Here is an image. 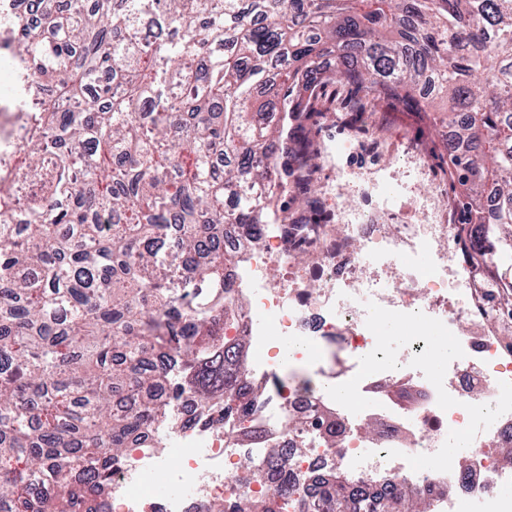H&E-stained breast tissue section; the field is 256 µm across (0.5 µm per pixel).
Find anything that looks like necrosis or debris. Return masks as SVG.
<instances>
[{"instance_id":"4bbe7bcc","label":"necrosis or debris","mask_w":512,"mask_h":512,"mask_svg":"<svg viewBox=\"0 0 512 512\" xmlns=\"http://www.w3.org/2000/svg\"><path fill=\"white\" fill-rule=\"evenodd\" d=\"M328 223L299 217L258 238L230 229L224 248L234 310L229 340L246 344L251 403L214 423L191 398L165 409L112 477L102 512H203L270 497L271 449L299 487L288 512L312 503L318 481L344 473L378 502L417 487L435 512H512V345L506 317L477 288L464 246L421 157L387 176L371 164L336 177ZM402 328L385 351L379 325ZM310 364L311 381L283 383L277 354ZM401 399H393L392 391ZM336 427L328 446L327 425ZM470 446L456 467L448 449ZM251 471H234V457ZM175 483L184 494L159 500Z\"/></svg>"}]
</instances>
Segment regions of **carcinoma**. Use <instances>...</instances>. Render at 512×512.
<instances>
[{
	"instance_id": "1",
	"label": "carcinoma",
	"mask_w": 512,
	"mask_h": 512,
	"mask_svg": "<svg viewBox=\"0 0 512 512\" xmlns=\"http://www.w3.org/2000/svg\"><path fill=\"white\" fill-rule=\"evenodd\" d=\"M0 16V512L94 503L180 395L246 411L244 347L185 288H228L230 224H291L312 96L433 112L479 282L512 312V0H38ZM42 77L33 98L29 77ZM178 224L177 234L170 225ZM336 476L321 512H348ZM232 512H276L245 499ZM386 512H431L414 488Z\"/></svg>"
}]
</instances>
